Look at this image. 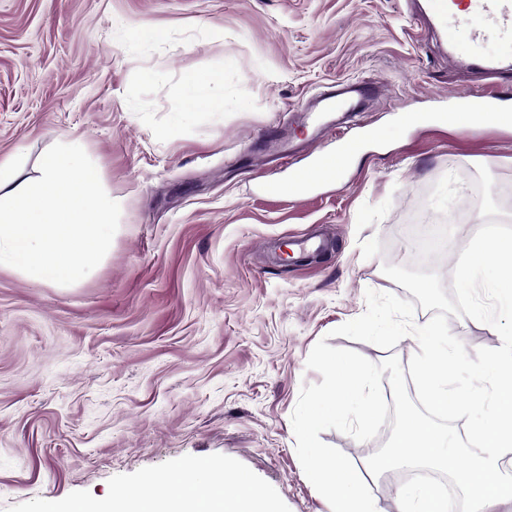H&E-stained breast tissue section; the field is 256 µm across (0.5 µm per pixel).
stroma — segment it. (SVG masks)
<instances>
[{
  "instance_id": "1",
  "label": "stroma",
  "mask_w": 512,
  "mask_h": 512,
  "mask_svg": "<svg viewBox=\"0 0 512 512\" xmlns=\"http://www.w3.org/2000/svg\"><path fill=\"white\" fill-rule=\"evenodd\" d=\"M148 31L132 42L131 28ZM216 74L224 109L189 110L181 79ZM372 84L331 119L360 136V161L305 196L270 191L331 155L309 108L339 81ZM479 76L449 58L421 0H0V160L34 180L57 143L80 145L121 207L89 278L44 286L0 267V512H86L187 464L239 472L279 512H331L305 476L291 415L319 340L379 363L393 349L334 335L372 289L411 294L386 264L436 271L451 289L488 221L512 225V125L449 122ZM410 112L432 123L402 124ZM455 216L440 255L418 262L419 212ZM304 235L324 251L281 261ZM467 353L502 344L449 316ZM359 442L321 432L400 512L394 472L371 477Z\"/></svg>"
}]
</instances>
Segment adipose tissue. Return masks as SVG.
<instances>
[{
  "instance_id": "ef3b65f1",
  "label": "adipose tissue",
  "mask_w": 512,
  "mask_h": 512,
  "mask_svg": "<svg viewBox=\"0 0 512 512\" xmlns=\"http://www.w3.org/2000/svg\"><path fill=\"white\" fill-rule=\"evenodd\" d=\"M168 491L154 496L149 488L123 493L105 512H275L267 491L239 473L213 482L205 466L190 465L162 478Z\"/></svg>"
}]
</instances>
